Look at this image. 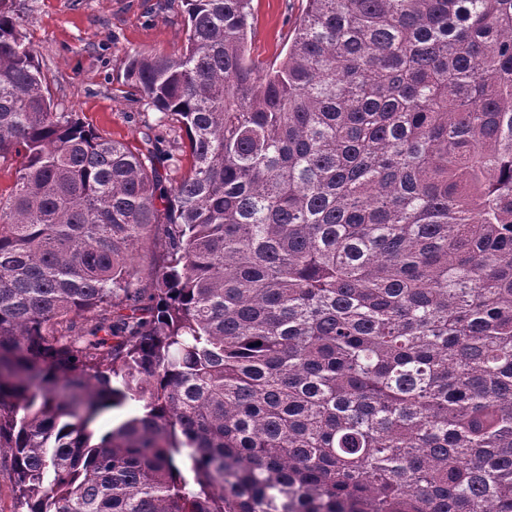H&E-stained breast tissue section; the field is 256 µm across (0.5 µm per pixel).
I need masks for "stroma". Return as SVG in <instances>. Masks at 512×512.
I'll return each instance as SVG.
<instances>
[{
  "label": "stroma",
  "instance_id": "35a3bbf8",
  "mask_svg": "<svg viewBox=\"0 0 512 512\" xmlns=\"http://www.w3.org/2000/svg\"><path fill=\"white\" fill-rule=\"evenodd\" d=\"M306 0H252L249 48L253 58L281 60ZM37 51L48 91L96 133L142 149L146 125L164 141L158 170L164 186L186 175L192 158L178 123L158 126L157 112L140 102L125 80L131 53L176 54L184 44V0H0ZM165 235L155 225L134 251L141 286L162 263Z\"/></svg>",
  "mask_w": 512,
  "mask_h": 512
}]
</instances>
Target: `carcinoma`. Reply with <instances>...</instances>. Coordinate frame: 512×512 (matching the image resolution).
I'll return each mask as SVG.
<instances>
[{
	"label": "carcinoma",
	"instance_id": "cac0c4a2",
	"mask_svg": "<svg viewBox=\"0 0 512 512\" xmlns=\"http://www.w3.org/2000/svg\"><path fill=\"white\" fill-rule=\"evenodd\" d=\"M184 2L126 70L165 193L0 10L13 512H512V0H306L269 64L252 0ZM155 134L165 141L162 147L165 151L161 152V160L157 167L163 176V185L169 188L188 173L192 158L187 148L185 132L179 129L178 123L170 122L168 126H155ZM164 245V226L162 224H156L152 228L149 239L139 244L135 249L133 263L137 270V277L141 286L149 288L155 271L162 263ZM141 410L139 402L130 401L127 406L120 410H108L102 412L93 424V428L98 431H105L112 426L117 425L122 419Z\"/></svg>",
	"mask_w": 512,
	"mask_h": 512
}]
</instances>
